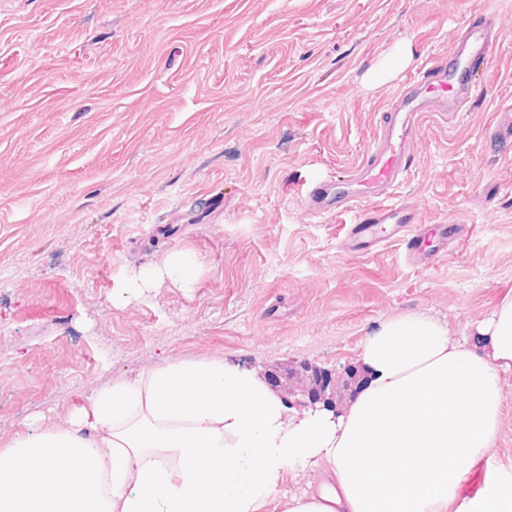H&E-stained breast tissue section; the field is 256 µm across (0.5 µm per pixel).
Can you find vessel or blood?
Here are the masks:
<instances>
[{"label": "vessel or blood", "mask_w": 512, "mask_h": 512, "mask_svg": "<svg viewBox=\"0 0 512 512\" xmlns=\"http://www.w3.org/2000/svg\"><path fill=\"white\" fill-rule=\"evenodd\" d=\"M498 38L494 15L483 14L453 45L450 58L434 61L393 100L390 105L393 120L381 129L376 147L354 174L371 203L357 209L358 215L345 235L348 249L366 251L377 243L394 239L402 242L410 264L433 262L435 251L423 248L411 232L418 221L416 212L405 204L391 201L390 194L410 168L408 141L420 115L458 110L473 93L470 71L478 69L490 56ZM490 141L499 150L512 149V109L506 107L497 114ZM304 199L316 212L337 200L342 201L344 208L354 207L352 197L336 198L331 186L323 182L308 185Z\"/></svg>", "instance_id": "b4317fda"}]
</instances>
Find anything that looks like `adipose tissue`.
I'll return each mask as SVG.
<instances>
[{"label": "adipose tissue", "mask_w": 512, "mask_h": 512, "mask_svg": "<svg viewBox=\"0 0 512 512\" xmlns=\"http://www.w3.org/2000/svg\"><path fill=\"white\" fill-rule=\"evenodd\" d=\"M400 315L361 346L371 377L348 409L297 417L220 359L169 361L92 389L64 427L27 424L0 445V512H259L284 471L333 481L282 512H512V475L460 491L497 438L512 371V295L473 330Z\"/></svg>", "instance_id": "obj_1"}]
</instances>
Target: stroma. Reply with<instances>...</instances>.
Segmentation results:
<instances>
[{
  "mask_svg": "<svg viewBox=\"0 0 512 512\" xmlns=\"http://www.w3.org/2000/svg\"><path fill=\"white\" fill-rule=\"evenodd\" d=\"M501 38L461 111L427 112L394 200L468 235L429 266L399 244L354 254L345 186L389 106L463 25ZM512 0H0V443L80 395L171 360L266 376L311 363L348 382L400 314L462 339L512 292ZM181 250L203 273L112 291ZM497 442L512 463V372ZM512 108L505 107L496 116L494 127L491 130L490 143L499 151H507L512 147ZM336 196L332 192V188L329 184L319 182L312 183L308 185L304 190V199L308 207L315 211L319 212L322 210H326L331 202L332 204L336 203ZM338 199L343 203L341 210H348L352 207L354 197L350 196H337ZM340 210V211H341Z\"/></svg>",
  "mask_w": 512,
  "mask_h": 512,
  "instance_id": "stroma-1",
  "label": "stroma"
}]
</instances>
